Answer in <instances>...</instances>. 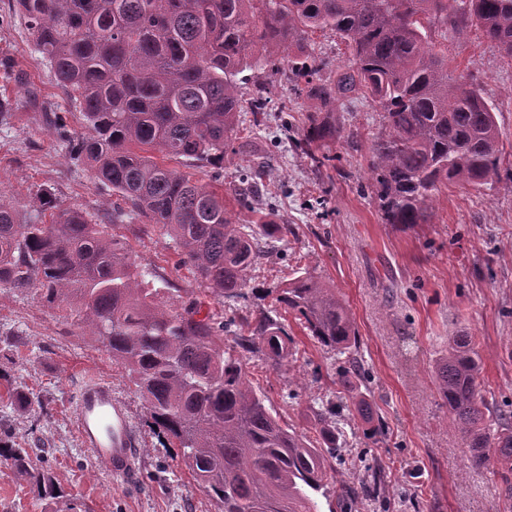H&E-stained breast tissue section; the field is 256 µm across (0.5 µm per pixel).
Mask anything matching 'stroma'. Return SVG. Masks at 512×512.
Masks as SVG:
<instances>
[{
  "mask_svg": "<svg viewBox=\"0 0 512 512\" xmlns=\"http://www.w3.org/2000/svg\"><path fill=\"white\" fill-rule=\"evenodd\" d=\"M451 68L472 74L496 107L502 147L499 179L481 189L444 188L429 224L402 229L384 223L369 186L370 147L384 133L380 111L364 97L343 100L336 115L342 134L335 142L296 147L314 101L278 85L261 127L250 106L239 126L256 133V152L272 169L269 222L290 228L288 243L253 273L244 312L275 307L273 291L308 273L335 288L346 302L359 334V355L368 373L362 389L375 412L362 421L339 384L343 358L289 322L291 371L272 369L264 356L246 358L249 379L261 389L280 419L311 432L316 399L342 404L346 462L336 480L317 493L319 512H335L341 486L356 484L361 461L384 472L382 495L358 500L352 512H512L500 496L501 471L471 466L436 391L435 368L448 338L467 331L477 343L483 372L481 391L491 415L512 410V62L500 57L482 32L436 29ZM0 100L11 106L0 126V194L24 221L41 219L34 205L49 189L67 208L98 224L112 221L123 200L86 165H74L58 136L85 129L81 112L36 53L16 0H0ZM336 162L315 167L312 156ZM246 155L228 152L221 170L191 169L210 181L220 173L224 205L239 223L254 213L236 191ZM139 262L154 268L175 288L174 304L200 300L217 309L152 218L135 212L119 230ZM299 382L289 385V375ZM94 377L112 384L126 408L142 448L136 462L140 481L129 488L103 465L93 463L74 426L79 382ZM30 393L26 409L8 402V387ZM0 438L29 450L51 469L69 497L90 512H215L174 447L148 421L143 400L122 369L91 336L83 334L69 307H50L38 293L0 289ZM65 503L38 497L10 464L0 462V512H64Z\"/></svg>",
  "mask_w": 512,
  "mask_h": 512,
  "instance_id": "stroma-1",
  "label": "stroma"
}]
</instances>
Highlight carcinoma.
Returning a JSON list of instances; mask_svg holds the SVG:
<instances>
[{
	"label": "carcinoma",
	"mask_w": 512,
	"mask_h": 512,
	"mask_svg": "<svg viewBox=\"0 0 512 512\" xmlns=\"http://www.w3.org/2000/svg\"><path fill=\"white\" fill-rule=\"evenodd\" d=\"M34 49L82 113L86 132L59 125L70 158L172 239L186 267L227 309L168 302L167 281L136 259L110 224H94L62 207L47 189L36 203L55 218L25 224L0 196V288L34 287L50 306L77 305L89 330L119 365L153 423L173 441L183 465L217 512H318L314 493L336 473L343 431L336 407L312 408L317 436L281 423L265 394L248 380L244 358L260 354L276 370L290 364L292 338L279 313L239 315L252 271L280 250L286 224H241L208 182L156 162L224 165V153L249 146L239 136L244 92L237 76L268 69L317 104L299 144L340 136L337 103L354 95L384 114L388 133L371 145V194L387 224H429L443 186L478 189L500 177L494 106L473 79L448 67L432 33L458 35L477 25L512 62V0H17ZM339 35L348 62L326 77L304 42L315 31ZM274 81H258L252 111L270 101ZM269 178L254 157L240 171V195L255 198ZM278 304L314 341L348 355L341 384L359 391L363 368L354 320L338 295L308 273L278 290ZM233 345L224 346V337ZM482 364L473 337L448 342L436 368V389L448 407L467 460L476 467L512 464V429L490 433L481 393ZM0 458L44 498L64 491L26 448L0 442ZM372 483L345 491L351 505Z\"/></svg>",
	"instance_id": "1"
}]
</instances>
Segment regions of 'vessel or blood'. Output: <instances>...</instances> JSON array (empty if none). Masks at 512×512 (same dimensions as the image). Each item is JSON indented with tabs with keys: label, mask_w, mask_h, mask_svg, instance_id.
Wrapping results in <instances>:
<instances>
[{
	"label": "vessel or blood",
	"mask_w": 512,
	"mask_h": 512,
	"mask_svg": "<svg viewBox=\"0 0 512 512\" xmlns=\"http://www.w3.org/2000/svg\"><path fill=\"white\" fill-rule=\"evenodd\" d=\"M75 429L93 461L104 464L114 479L136 484L140 453L137 435L110 384L95 379L79 384Z\"/></svg>",
	"instance_id": "obj_1"
}]
</instances>
